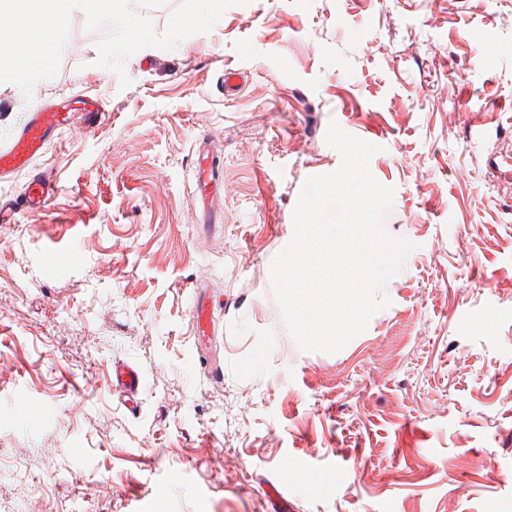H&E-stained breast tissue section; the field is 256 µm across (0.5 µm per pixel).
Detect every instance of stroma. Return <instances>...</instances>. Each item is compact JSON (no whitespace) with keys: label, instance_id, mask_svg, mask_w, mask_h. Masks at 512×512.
Masks as SVG:
<instances>
[{"label":"stroma","instance_id":"stroma-1","mask_svg":"<svg viewBox=\"0 0 512 512\" xmlns=\"http://www.w3.org/2000/svg\"><path fill=\"white\" fill-rule=\"evenodd\" d=\"M85 21L31 95L0 84V143L66 97L107 109L0 184L56 187L0 224V512H512V187L482 163L512 141L491 117L512 104V0H250L120 74ZM228 68L247 77L231 99ZM333 122L378 145L384 229L413 249L363 333L306 353L271 265L306 180L341 164ZM201 145L224 164L220 224L194 196ZM51 182L43 179H31L22 192L25 206L31 209L44 208L52 192ZM190 320L195 335L205 339L213 333L211 306L208 298L196 293L190 307ZM112 388L125 402H136L143 387L141 372L128 364L113 365Z\"/></svg>","mask_w":512,"mask_h":512}]
</instances>
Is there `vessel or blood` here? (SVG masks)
Returning <instances> with one entry per match:
<instances>
[{"mask_svg": "<svg viewBox=\"0 0 512 512\" xmlns=\"http://www.w3.org/2000/svg\"><path fill=\"white\" fill-rule=\"evenodd\" d=\"M69 116L61 105L50 104L30 113L27 121L14 133L11 140L0 146V182L8 181L40 156L55 132L62 130ZM213 156L208 149L197 151L194 180L197 188H204L215 182ZM483 163L487 171L504 183L512 182V151L495 149L484 152ZM52 192L50 181L31 179L22 192L25 206L40 209L46 206ZM190 320L195 335L210 336L213 332V320L210 303L205 295L195 294L190 307ZM112 388L124 401H135L143 387L141 372L128 364H119L112 368Z\"/></svg>", "mask_w": 512, "mask_h": 512, "instance_id": "obj_1", "label": "vessel or blood"}]
</instances>
